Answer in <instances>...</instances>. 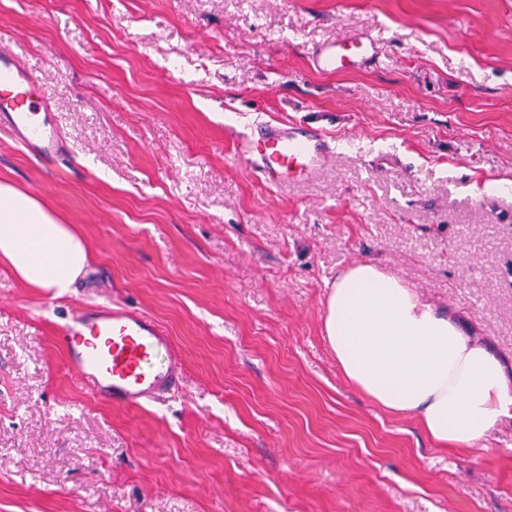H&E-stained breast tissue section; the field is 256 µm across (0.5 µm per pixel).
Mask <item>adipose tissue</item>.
I'll use <instances>...</instances> for the list:
<instances>
[{"instance_id":"ef3b65f1","label":"adipose tissue","mask_w":512,"mask_h":512,"mask_svg":"<svg viewBox=\"0 0 512 512\" xmlns=\"http://www.w3.org/2000/svg\"><path fill=\"white\" fill-rule=\"evenodd\" d=\"M88 260L73 225L0 183V261L24 284L63 296ZM323 329L344 379L386 412L414 418L438 447L471 445L512 417V380L500 359L374 262L337 276Z\"/></svg>"}]
</instances>
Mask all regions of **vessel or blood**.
<instances>
[{"instance_id": "b4317fda", "label": "vessel or blood", "mask_w": 512, "mask_h": 512, "mask_svg": "<svg viewBox=\"0 0 512 512\" xmlns=\"http://www.w3.org/2000/svg\"><path fill=\"white\" fill-rule=\"evenodd\" d=\"M376 54L372 41L334 40L313 51L318 72L358 67ZM31 73L11 52L0 51V128L11 131L29 154L46 162L70 155L59 120L50 112L47 91H34ZM323 128L282 122L257 126L238 154L251 172L270 185L316 177L334 152ZM56 342L68 370L93 397L139 406L176 388L182 368L168 330L133 307L90 304L58 324Z\"/></svg>"}]
</instances>
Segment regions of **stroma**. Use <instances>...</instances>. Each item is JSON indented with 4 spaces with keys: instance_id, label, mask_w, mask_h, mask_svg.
Here are the masks:
<instances>
[{
    "instance_id": "1",
    "label": "stroma",
    "mask_w": 512,
    "mask_h": 512,
    "mask_svg": "<svg viewBox=\"0 0 512 512\" xmlns=\"http://www.w3.org/2000/svg\"><path fill=\"white\" fill-rule=\"evenodd\" d=\"M377 58L315 72L319 44ZM0 47L50 92L73 154L0 131V182L74 225L67 295L0 263V512H512V419L462 451L336 368L329 284L372 261L512 374V0H0ZM264 121L336 141L270 186ZM115 301L165 325L178 390L92 398L53 331Z\"/></svg>"
}]
</instances>
